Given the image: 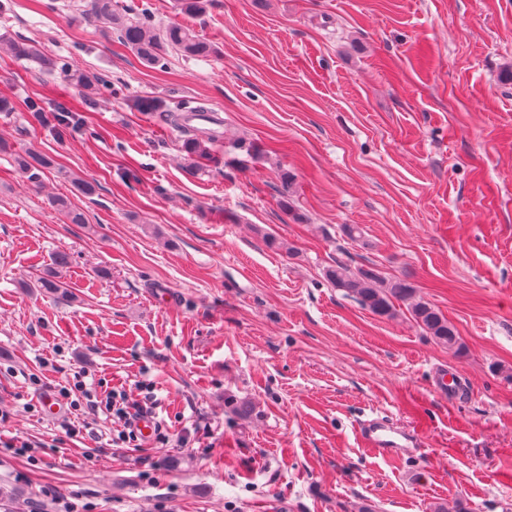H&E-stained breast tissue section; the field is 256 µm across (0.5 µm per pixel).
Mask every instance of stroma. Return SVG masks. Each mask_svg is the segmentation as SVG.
<instances>
[{
    "label": "stroma",
    "instance_id": "obj_1",
    "mask_svg": "<svg viewBox=\"0 0 512 512\" xmlns=\"http://www.w3.org/2000/svg\"><path fill=\"white\" fill-rule=\"evenodd\" d=\"M116 2L211 53L148 66L87 0H0V34L43 53L0 54L15 105L0 112V486L21 490L15 512L47 491L80 512H512V0H211L196 16ZM184 103L222 120L203 171L163 116ZM24 151L53 160L42 188L12 161ZM75 177L95 195H73ZM58 194L85 223L64 222ZM59 251L65 295L37 284ZM341 254L415 285L462 351L405 306L382 318L334 288ZM450 368L462 391L438 393ZM80 376L152 382L166 441L118 447L116 418L49 414L44 397ZM375 415L402 423L401 457L362 444Z\"/></svg>",
    "mask_w": 512,
    "mask_h": 512
}]
</instances>
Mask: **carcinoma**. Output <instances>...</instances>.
<instances>
[{
  "label": "carcinoma",
  "mask_w": 512,
  "mask_h": 512,
  "mask_svg": "<svg viewBox=\"0 0 512 512\" xmlns=\"http://www.w3.org/2000/svg\"><path fill=\"white\" fill-rule=\"evenodd\" d=\"M208 0H177L179 12L197 15L206 10ZM92 13L99 19L116 26L123 44L133 50L147 65H154L160 59L165 46L181 49L192 56H206L210 45L199 39L192 30L171 23L158 28L149 13L141 14L138 21L127 23L112 11V0H92ZM7 50L19 58L38 59L39 49L34 44L0 37V51ZM166 120L186 133L182 143L188 167L198 170L210 160L213 134L198 127H189L190 115L184 112H168ZM15 163L26 182L38 187L42 182L44 169L50 161L35 154L26 153L15 157ZM51 204L70 224L85 223L84 212L73 206L66 197H54ZM326 279L345 295L354 298L363 308L380 317L395 314V302L400 301L411 315L415 324L436 344L450 350L459 351V337L454 326L433 304L417 296L416 288L404 280H388L380 271L370 266L353 267L338 259L325 272Z\"/></svg>",
  "instance_id": "obj_1"
}]
</instances>
